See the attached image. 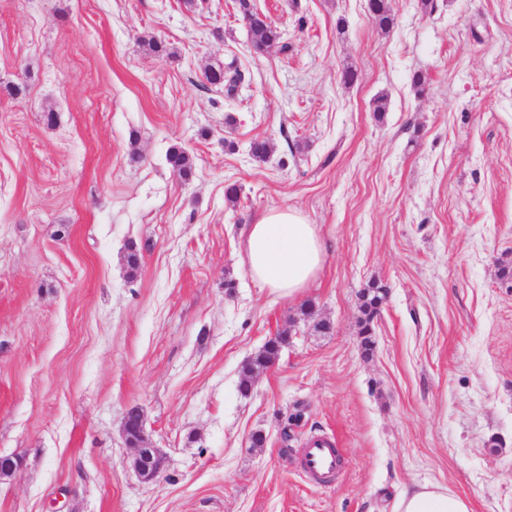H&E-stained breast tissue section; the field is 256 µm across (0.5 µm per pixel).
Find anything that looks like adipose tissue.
<instances>
[{
	"instance_id": "1",
	"label": "adipose tissue",
	"mask_w": 512,
	"mask_h": 512,
	"mask_svg": "<svg viewBox=\"0 0 512 512\" xmlns=\"http://www.w3.org/2000/svg\"><path fill=\"white\" fill-rule=\"evenodd\" d=\"M318 225L298 210L278 208L250 224L245 265L250 279L280 299L300 296L325 261ZM394 512H472L470 502L438 483H424L400 492Z\"/></svg>"
}]
</instances>
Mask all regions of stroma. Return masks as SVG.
<instances>
[{
  "label": "stroma",
  "mask_w": 512,
  "mask_h": 512,
  "mask_svg": "<svg viewBox=\"0 0 512 512\" xmlns=\"http://www.w3.org/2000/svg\"><path fill=\"white\" fill-rule=\"evenodd\" d=\"M255 3L288 53H255L234 0H0V512H392L425 481L512 512V0H390L385 33L368 0ZM230 61L233 98L205 78ZM285 206L328 242L293 301L242 264ZM317 436L345 456L325 483ZM386 290L379 286H372L369 289H366L361 297L363 300L362 308L364 313L368 316L367 321L365 322L361 333L362 336H368L363 338V343L365 347L371 346V332L372 328L370 326L371 319L373 315L377 312L378 306L381 304L382 300L385 297ZM280 351L281 350L275 343L267 341L260 352L243 368L238 385L239 392L242 396H248L251 392L254 370L261 365L275 361L278 358ZM137 419L130 422L123 419V435L126 443L135 449L131 465L138 477L146 483L158 481L164 471V459L157 448L150 446L145 437V417L143 412H136ZM302 464L308 475L317 477L341 469L344 460L336 443L325 438H316L305 448Z\"/></svg>",
  "instance_id": "1"
}]
</instances>
